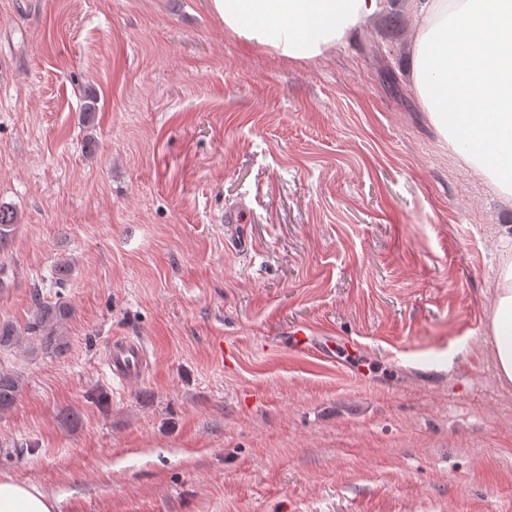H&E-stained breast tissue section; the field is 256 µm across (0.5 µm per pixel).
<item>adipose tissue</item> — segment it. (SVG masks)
<instances>
[{"label": "adipose tissue", "instance_id": "adipose-tissue-1", "mask_svg": "<svg viewBox=\"0 0 512 512\" xmlns=\"http://www.w3.org/2000/svg\"><path fill=\"white\" fill-rule=\"evenodd\" d=\"M418 0L427 21L410 60L413 86L431 122L491 186L512 196V0ZM394 0H210L240 43L296 60H318ZM492 316L497 376L512 386V254L501 266ZM34 484L0 478V512H54Z\"/></svg>", "mask_w": 512, "mask_h": 512}]
</instances>
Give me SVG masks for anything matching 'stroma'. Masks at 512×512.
<instances>
[{"instance_id": "obj_1", "label": "stroma", "mask_w": 512, "mask_h": 512, "mask_svg": "<svg viewBox=\"0 0 512 512\" xmlns=\"http://www.w3.org/2000/svg\"><path fill=\"white\" fill-rule=\"evenodd\" d=\"M419 26L400 0L295 61L209 0H0V477L57 512H512V198L423 111ZM39 300L69 309L50 344ZM116 336L142 381H113ZM503 287L498 288V298L492 316V342L494 361L499 381L512 386V254L505 253L501 266ZM106 361L113 378L122 383L136 382L143 373L144 345L138 337L114 338L107 345ZM19 386L17 376L0 371V411L12 407L19 393Z\"/></svg>"}]
</instances>
